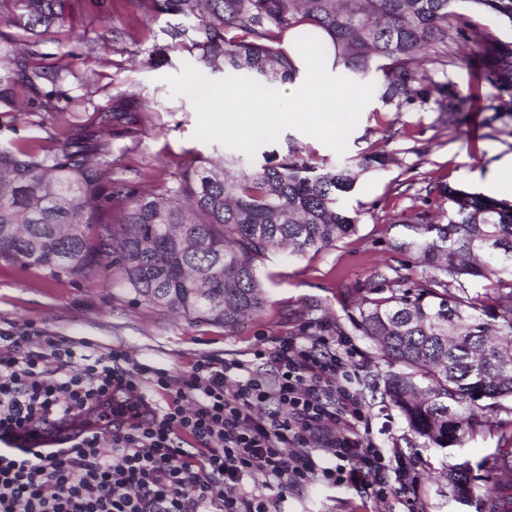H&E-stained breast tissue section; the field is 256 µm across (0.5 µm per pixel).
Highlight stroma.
<instances>
[{
    "instance_id": "1",
    "label": "stroma",
    "mask_w": 512,
    "mask_h": 512,
    "mask_svg": "<svg viewBox=\"0 0 512 512\" xmlns=\"http://www.w3.org/2000/svg\"><path fill=\"white\" fill-rule=\"evenodd\" d=\"M458 20L478 33L512 42V24L478 9L466 0L457 7ZM177 17L161 14L144 20L133 15L128 0H106L102 13H86L70 20L72 38H42L38 51L45 63L62 68L55 83L45 84L55 102L91 117L119 98L132 99L146 112L147 122L119 129L112 136L117 178L139 185H158L169 179L189 151L212 155L213 144L194 133L197 115L192 102L172 95L165 76L181 73L193 58L168 36ZM127 31L113 40L111 29ZM450 43L448 56L428 53L421 72L428 82L452 85L461 98L466 122L449 132L439 122L434 103L417 104L395 113L394 128L378 123L379 98L363 109L349 135L344 155L352 157L378 144L397 154L400 165L366 174L347 199L364 217L355 234L300 259L287 252L269 254L257 263L266 303L261 312L232 331L200 319H189L145 302L112 296V277L101 272L86 279L53 280L41 269L0 261V328H16L32 336H55L85 353L125 351L131 359L179 375L203 356L252 362L264 377L272 372L256 358L267 339L311 336L320 323L340 330L337 352L352 350L355 375L350 390L362 406L355 426L377 447L397 450L417 479L388 500L364 487H345L324 481L288 489L281 512H481L483 493L494 476L480 467L498 444L496 423L468 437L454 452L425 444L412 435L399 412L382 397L389 372L371 343L353 328L349 289L368 287L376 268L391 265L415 279L422 269L410 257L391 251L397 227L393 213L420 205L434 182L484 192L494 162L512 154V117L494 120L498 102L494 90L481 79ZM479 134H472V125ZM469 460L474 477L471 502L460 506L448 498L444 468L449 456Z\"/></svg>"
}]
</instances>
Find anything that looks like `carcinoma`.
I'll use <instances>...</instances> for the list:
<instances>
[{
	"label": "carcinoma",
	"instance_id": "1",
	"mask_svg": "<svg viewBox=\"0 0 512 512\" xmlns=\"http://www.w3.org/2000/svg\"><path fill=\"white\" fill-rule=\"evenodd\" d=\"M142 18H187L168 31L208 73L246 74L277 89L298 75L287 42L326 33L333 66L352 78L382 72L375 87L389 112L426 103L435 91L445 123H460L457 92L423 84L429 49H448V19L460 0H129ZM512 24V0H466ZM103 0H0V114L22 110L47 129L56 149L0 144V259L34 266L52 279L93 276L107 264L119 296L212 321L232 331L265 302L256 262L286 247L302 258L356 233L361 213L344 206L359 179L401 164L374 146L332 166L294 145L263 154L218 158L189 151L157 189L130 188L112 177V128L144 122L121 107L86 120L42 90L53 67L39 60L35 38L69 35L67 19ZM458 35L472 43L483 79L512 113V42ZM442 218L414 207L389 223L403 231L390 249L424 267L417 280L398 270L351 294L352 324L399 370L383 394L408 430L438 448L459 447L512 403V205L448 184L433 188ZM120 214L112 223L110 214ZM485 280V296L468 288ZM489 474L512 471V435L482 460ZM450 492L472 495L467 461L448 462ZM512 485L486 488L484 512H512Z\"/></svg>",
	"mask_w": 512,
	"mask_h": 512
}]
</instances>
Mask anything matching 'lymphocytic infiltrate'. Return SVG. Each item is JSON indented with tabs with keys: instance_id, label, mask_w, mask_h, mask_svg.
<instances>
[{
	"instance_id": "1",
	"label": "lymphocytic infiltrate",
	"mask_w": 512,
	"mask_h": 512,
	"mask_svg": "<svg viewBox=\"0 0 512 512\" xmlns=\"http://www.w3.org/2000/svg\"><path fill=\"white\" fill-rule=\"evenodd\" d=\"M334 343L272 339L269 380L208 356L176 377L0 328V512H271L316 477L388 498L408 470L350 425L361 412ZM155 394L173 401L155 408ZM91 411L112 422L109 440L88 427L53 448L22 443Z\"/></svg>"
}]
</instances>
